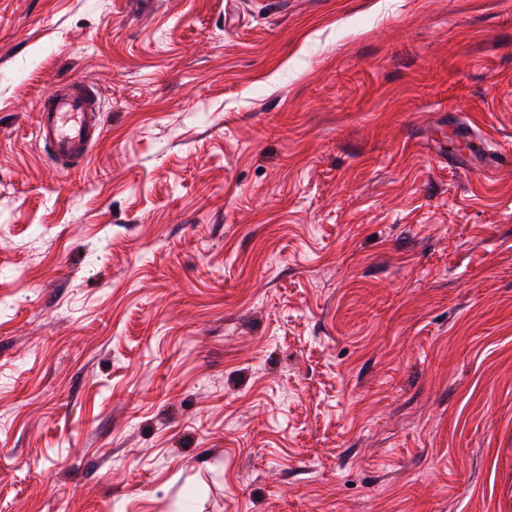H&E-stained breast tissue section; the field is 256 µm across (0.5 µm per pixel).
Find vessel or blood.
<instances>
[{"label": "vessel or blood", "mask_w": 512, "mask_h": 512, "mask_svg": "<svg viewBox=\"0 0 512 512\" xmlns=\"http://www.w3.org/2000/svg\"><path fill=\"white\" fill-rule=\"evenodd\" d=\"M94 90L81 82L70 83L44 99L36 137L52 158L82 162L100 136V119L92 107Z\"/></svg>", "instance_id": "obj_1"}]
</instances>
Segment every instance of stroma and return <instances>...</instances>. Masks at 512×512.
<instances>
[{
	"label": "stroma",
	"instance_id": "1",
	"mask_svg": "<svg viewBox=\"0 0 512 512\" xmlns=\"http://www.w3.org/2000/svg\"><path fill=\"white\" fill-rule=\"evenodd\" d=\"M0 512H512V0H0ZM94 90L81 82L44 99L36 137L55 160L82 163L100 136V119L92 107Z\"/></svg>",
	"mask_w": 512,
	"mask_h": 512
}]
</instances>
